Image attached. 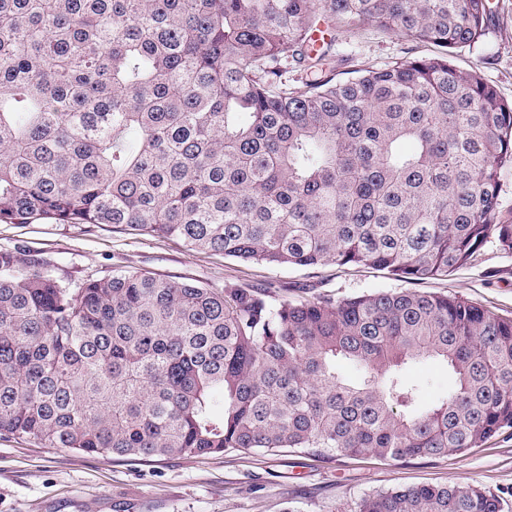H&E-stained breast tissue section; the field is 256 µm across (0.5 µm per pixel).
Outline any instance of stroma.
Instances as JSON below:
<instances>
[{
	"label": "stroma",
	"instance_id": "obj_1",
	"mask_svg": "<svg viewBox=\"0 0 512 512\" xmlns=\"http://www.w3.org/2000/svg\"><path fill=\"white\" fill-rule=\"evenodd\" d=\"M488 29L471 46L451 49V61L477 71L512 100V0H489ZM337 77L380 68L438 49L373 23L337 24L328 33ZM45 259L75 282L116 270L147 271L207 288L273 285L289 295L324 293L343 299L397 291L401 281L367 267L272 268L189 250L181 241L117 231L109 226L0 223V250ZM418 291L451 294L512 318V255L488 246L472 265ZM408 376L421 402H440L453 385L447 366L411 364ZM473 485L498 496L512 512V430L463 454L404 461L375 457L228 451L207 458L103 459L0 436V512H348L360 497L396 485Z\"/></svg>",
	"mask_w": 512,
	"mask_h": 512
}]
</instances>
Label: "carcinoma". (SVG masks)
<instances>
[{"label":"carcinoma","instance_id":"obj_1","mask_svg":"<svg viewBox=\"0 0 512 512\" xmlns=\"http://www.w3.org/2000/svg\"><path fill=\"white\" fill-rule=\"evenodd\" d=\"M488 0H0V223L110 224L410 287L338 300L0 251V435L110 459L300 449L401 461L512 428V319L411 285L512 253V102L448 49ZM443 52L336 78L324 24ZM310 78L288 85V63ZM455 378L420 404L410 362ZM345 360L362 376L336 369ZM350 512H501L467 485Z\"/></svg>","mask_w":512,"mask_h":512}]
</instances>
